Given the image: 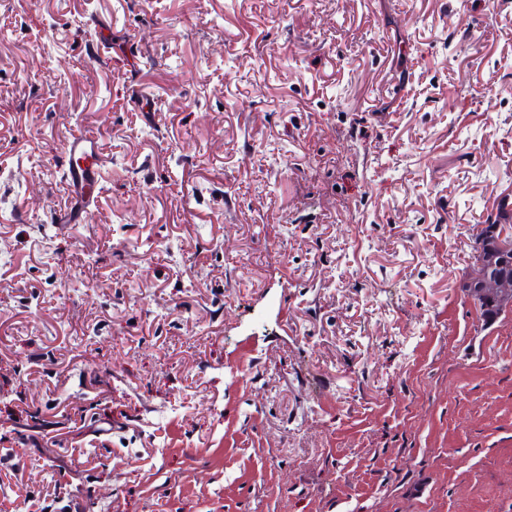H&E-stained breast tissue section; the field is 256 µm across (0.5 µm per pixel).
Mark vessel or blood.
Returning <instances> with one entry per match:
<instances>
[{"instance_id":"vessel-or-blood-1","label":"vessel or blood","mask_w":512,"mask_h":512,"mask_svg":"<svg viewBox=\"0 0 512 512\" xmlns=\"http://www.w3.org/2000/svg\"><path fill=\"white\" fill-rule=\"evenodd\" d=\"M64 158L65 181L72 202L57 214L55 221L78 224L85 220L98 187L99 167L103 162L98 137L89 131L73 133L66 142Z\"/></svg>"}]
</instances>
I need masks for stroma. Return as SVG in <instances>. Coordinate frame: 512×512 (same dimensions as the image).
<instances>
[{"mask_svg": "<svg viewBox=\"0 0 512 512\" xmlns=\"http://www.w3.org/2000/svg\"><path fill=\"white\" fill-rule=\"evenodd\" d=\"M506 193L512 0H0V512H512ZM64 158L65 181L72 202L56 215L55 223L79 224L93 205L98 187L99 166L103 162L98 137L89 131L74 132L66 142ZM497 255H501L498 249L497 251H488L486 254L485 251L482 250L475 275L469 277L463 283L465 288H467L466 297L472 304L475 302L479 304L480 301L490 299L499 302L501 305L500 308L498 304L481 302L479 310L481 316L485 318L484 321L494 320L499 314L500 309L502 313L505 307L511 308L512 306V275L507 274H512V254L506 253L507 258L503 266L501 259H499L498 265L501 267L492 269L494 267L495 256ZM490 271L492 274H490ZM474 285L477 286L478 293L475 292L474 288H471Z\"/></svg>", "mask_w": 512, "mask_h": 512, "instance_id": "obj_1", "label": "stroma"}]
</instances>
